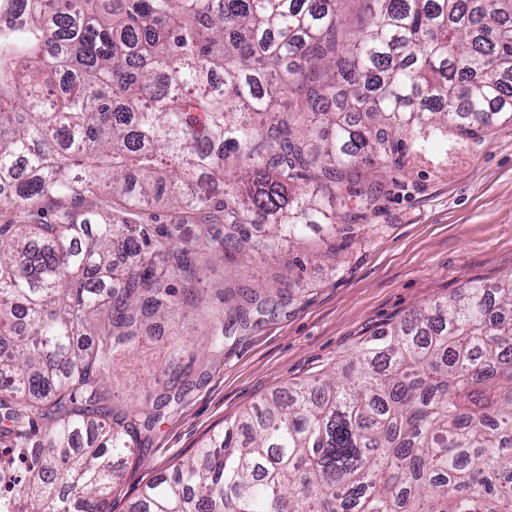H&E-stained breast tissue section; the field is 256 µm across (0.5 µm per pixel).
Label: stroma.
<instances>
[{
    "instance_id": "stroma-1",
    "label": "stroma",
    "mask_w": 512,
    "mask_h": 512,
    "mask_svg": "<svg viewBox=\"0 0 512 512\" xmlns=\"http://www.w3.org/2000/svg\"><path fill=\"white\" fill-rule=\"evenodd\" d=\"M385 181L377 210L359 214L350 238L309 232L293 248L211 266L202 286L215 309L238 303L240 288L290 278L275 313L225 339L222 356H212L206 320L195 314L151 322L116 360L113 409L165 393L183 397L137 450V462L119 472L112 512H128L149 479L265 395L329 368L379 328L466 281L512 274V124L474 145L422 153Z\"/></svg>"
}]
</instances>
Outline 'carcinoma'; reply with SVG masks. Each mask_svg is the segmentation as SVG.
Returning <instances> with one entry per match:
<instances>
[{
  "label": "carcinoma",
  "mask_w": 512,
  "mask_h": 512,
  "mask_svg": "<svg viewBox=\"0 0 512 512\" xmlns=\"http://www.w3.org/2000/svg\"><path fill=\"white\" fill-rule=\"evenodd\" d=\"M345 2L0 7V512H112L170 402L112 411L117 354L199 309L247 225L345 238L384 195L362 168L512 121V0ZM270 305L204 308L212 355ZM129 512H512V275L247 408Z\"/></svg>",
  "instance_id": "carcinoma-1"
}]
</instances>
